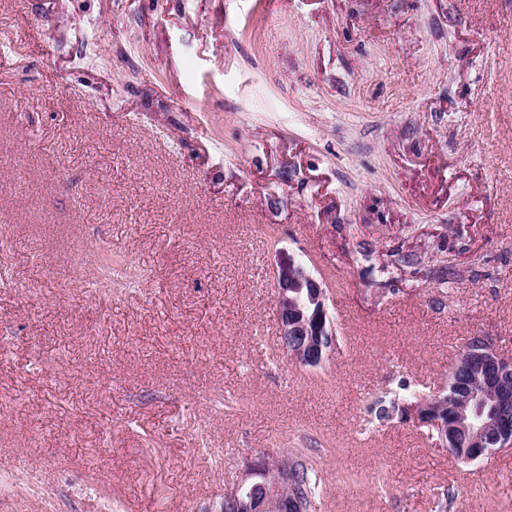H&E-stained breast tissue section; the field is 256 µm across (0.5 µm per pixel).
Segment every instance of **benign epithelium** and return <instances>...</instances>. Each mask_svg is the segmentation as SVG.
<instances>
[{
    "instance_id": "7a95c632",
    "label": "benign epithelium",
    "mask_w": 512,
    "mask_h": 512,
    "mask_svg": "<svg viewBox=\"0 0 512 512\" xmlns=\"http://www.w3.org/2000/svg\"><path fill=\"white\" fill-rule=\"evenodd\" d=\"M273 281L283 351L303 366H321L336 339L326 284L286 249L275 253ZM465 350L484 369L480 394L455 407V427L468 438L469 459L473 460L512 447V388L501 381L502 376L512 372V359L501 355L482 336L468 339ZM450 399L455 396L443 390L410 410L416 423L438 428L440 439L434 442L436 448H448V423L441 421L439 415ZM480 401L491 402L496 410L494 418L484 416ZM294 480L284 456L263 454L251 458L234 491L224 496V508L229 512H304L303 503L291 491Z\"/></svg>"
}]
</instances>
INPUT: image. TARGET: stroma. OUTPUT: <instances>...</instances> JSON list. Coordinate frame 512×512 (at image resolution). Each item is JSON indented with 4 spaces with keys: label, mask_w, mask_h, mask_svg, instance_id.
<instances>
[{
    "label": "stroma",
    "mask_w": 512,
    "mask_h": 512,
    "mask_svg": "<svg viewBox=\"0 0 512 512\" xmlns=\"http://www.w3.org/2000/svg\"><path fill=\"white\" fill-rule=\"evenodd\" d=\"M0 272V512H223L292 449L313 512H512V448L359 430L471 337L512 357V0H0ZM280 345L303 366L317 368L338 343L327 286L294 253L276 250L273 264Z\"/></svg>",
    "instance_id": "obj_1"
}]
</instances>
